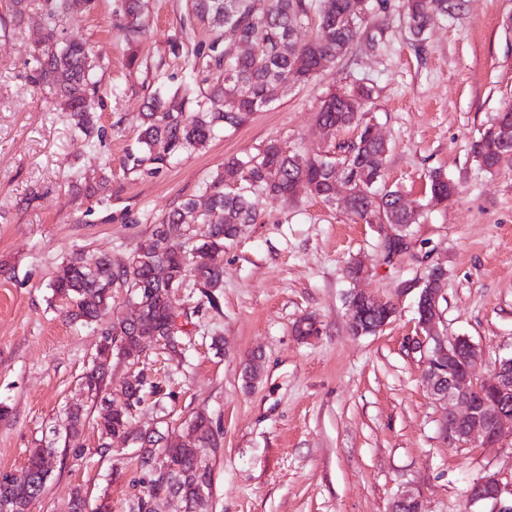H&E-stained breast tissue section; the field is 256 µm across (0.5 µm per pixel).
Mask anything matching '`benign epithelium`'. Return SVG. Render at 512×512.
<instances>
[{"label":"benign epithelium","instance_id":"benign-epithelium-1","mask_svg":"<svg viewBox=\"0 0 512 512\" xmlns=\"http://www.w3.org/2000/svg\"><path fill=\"white\" fill-rule=\"evenodd\" d=\"M442 289L424 288L418 298L417 349L423 351V376L432 393L443 403L452 402L447 410L443 431L448 442L466 446L482 441L487 447L496 446L503 428L512 425V355L494 363L492 378L480 382L474 379V369L481 351L466 336H445L439 328ZM395 308L374 295L352 291L348 296V315L352 332L362 335L385 327L394 316ZM376 317L366 328L360 320ZM125 339L112 337V348L123 353V359L136 367L146 359V349L128 355ZM506 488L494 475L485 476L470 487L468 500L475 504L493 501L498 512H512V504H502Z\"/></svg>","mask_w":512,"mask_h":512}]
</instances>
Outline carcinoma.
<instances>
[{"label":"carcinoma","mask_w":512,"mask_h":512,"mask_svg":"<svg viewBox=\"0 0 512 512\" xmlns=\"http://www.w3.org/2000/svg\"><path fill=\"white\" fill-rule=\"evenodd\" d=\"M406 6L409 28L418 43L434 17L455 8L448 0H406ZM193 8L199 22L213 32L203 68L222 71L223 81L214 84L203 99L189 87L171 96L152 97L142 113L138 148L128 154L134 169H158L182 151L204 147L217 132L236 128L266 108L271 86L286 83L290 75L298 83H308L334 65L361 41L366 0H267L261 13L255 11L252 0H194ZM124 16L129 36L140 33L145 28L144 0H126ZM97 68V58L86 43L61 41L53 29L38 39L31 65V82L48 91L62 110L72 113L75 128L89 146L96 122L86 100L97 90ZM370 98L371 89L364 86L329 93L321 99L317 123L330 130L365 127L368 122L362 109ZM493 128L491 123L479 130L471 146L474 162L486 172L512 159V142L493 148ZM388 152L389 147L364 134L339 144L333 163L323 151L291 152L270 142L255 155L225 161L224 174L207 187L204 206L194 199L185 201L126 258L114 261L103 256L89 263L75 253L62 263L51 283L53 297L65 301L71 321L94 325L101 336L102 349L82 377L98 405L96 425L102 443L97 453L112 454L115 438L135 442L140 448L138 484L144 491L133 496L129 512H156L155 505L172 494L184 499L188 512H209L210 497L201 496L200 484L212 476V470L200 469L197 461L202 455H216L222 444L220 433L204 413L196 414L186 426L200 433L197 443L165 444L162 436L138 429L134 415L144 393L156 397L160 407L168 397L162 386L144 375L121 385L126 406H111L106 368L117 355L112 337H125L130 350L161 340L170 357L184 353V334L170 333L171 294L191 282L210 305L217 304L216 290L224 277V244L235 240L239 226L257 221L250 201L257 187L273 196L292 198L294 183L301 181L306 191L330 203L336 165L340 164L353 181L350 214L364 224L390 225L395 236L388 237L386 250L399 251L424 205L413 204L397 189H377L383 180L378 161ZM226 181L235 183L236 190L224 192ZM427 181V205L448 202V177L435 170L429 172ZM191 223L206 225L204 234L196 242H182L184 250H176L173 241L185 236V226ZM115 288L125 289L140 303L137 320L106 319ZM55 453L53 447L31 449L24 484L0 475V512H28L42 494Z\"/></svg>","instance_id":"cac0c4a2"}]
</instances>
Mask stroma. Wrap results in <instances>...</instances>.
I'll use <instances>...</instances> for the list:
<instances>
[{
  "label": "stroma",
  "instance_id": "1",
  "mask_svg": "<svg viewBox=\"0 0 512 512\" xmlns=\"http://www.w3.org/2000/svg\"><path fill=\"white\" fill-rule=\"evenodd\" d=\"M437 16L414 49L406 0H368L362 33L386 30L374 49L357 44L310 83L275 87L270 105L207 146L174 156L154 173L130 170L140 114L156 92L193 83L207 92L198 66L210 34L192 0H145L147 27L136 47L121 29L123 0H95L88 12L54 11L26 0L13 16L0 0V472L23 476L30 449L65 438L69 408L85 424L75 442L83 460L60 457L30 512H69L82 488L90 512H128L138 478V449L97 452L95 405L81 386L99 342L92 326L73 325L49 287L73 252L124 257L185 200L201 198L225 160L271 141L284 149L332 150L350 131H323L316 113L327 92L372 87L365 118L389 145L385 182L414 201L439 169L459 187L447 204L426 207L401 252L387 255L391 228L356 222L341 204L303 192L285 200L256 191L257 221L224 246L217 307L183 288L172 304L184 314L189 347L168 360L148 345L149 362L173 397L145 402L139 427L166 418L171 438L207 413L223 451L210 459V512H391L400 496L423 512H497L469 504L467 490L493 475L512 484V435L498 447L449 445L444 409L422 377L416 301L431 266L442 265L441 331L469 337L483 359L475 377L512 354V164L479 170L470 145L479 129L512 105V0H459ZM86 41L99 56V92L89 101L99 135L87 149L69 113L30 81L43 27ZM107 176L90 198L86 182ZM362 263L352 279L347 268ZM358 289L393 302L381 331L349 329L347 295ZM316 317L304 340L294 325ZM257 357L260 376L246 386L242 366Z\"/></svg>",
  "mask_w": 512,
  "mask_h": 512
}]
</instances>
